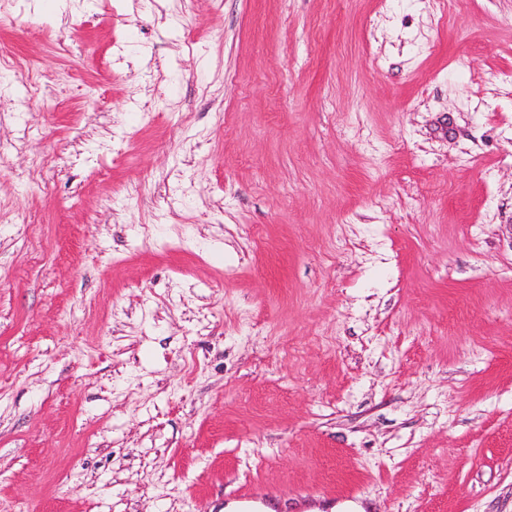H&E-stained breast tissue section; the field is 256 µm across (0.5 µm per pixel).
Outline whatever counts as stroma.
I'll list each match as a JSON object with an SVG mask.
<instances>
[{
    "instance_id": "stroma-1",
    "label": "stroma",
    "mask_w": 512,
    "mask_h": 512,
    "mask_svg": "<svg viewBox=\"0 0 512 512\" xmlns=\"http://www.w3.org/2000/svg\"><path fill=\"white\" fill-rule=\"evenodd\" d=\"M512 512V0H0V512Z\"/></svg>"
}]
</instances>
